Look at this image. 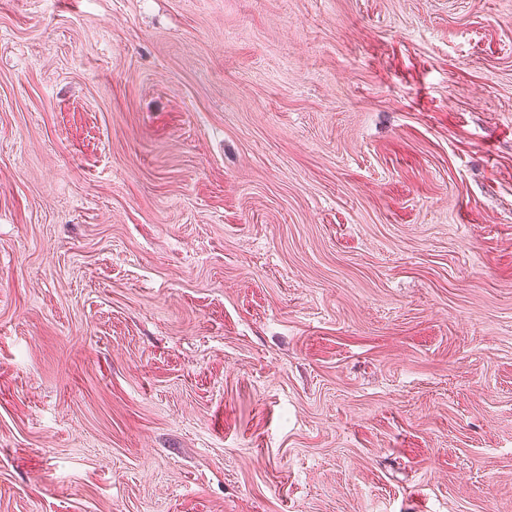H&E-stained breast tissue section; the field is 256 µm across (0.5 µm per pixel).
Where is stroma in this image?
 <instances>
[{"label":"stroma","mask_w":512,"mask_h":512,"mask_svg":"<svg viewBox=\"0 0 512 512\" xmlns=\"http://www.w3.org/2000/svg\"><path fill=\"white\" fill-rule=\"evenodd\" d=\"M0 512H512V0H0Z\"/></svg>","instance_id":"stroma-1"}]
</instances>
